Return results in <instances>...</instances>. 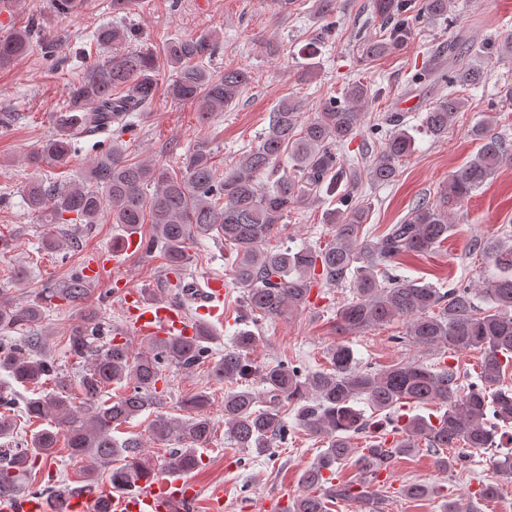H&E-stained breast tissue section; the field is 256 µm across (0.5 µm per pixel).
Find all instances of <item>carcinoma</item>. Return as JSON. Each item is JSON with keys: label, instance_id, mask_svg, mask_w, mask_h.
I'll return each instance as SVG.
<instances>
[{"label": "carcinoma", "instance_id": "carcinoma-1", "mask_svg": "<svg viewBox=\"0 0 512 512\" xmlns=\"http://www.w3.org/2000/svg\"><path fill=\"white\" fill-rule=\"evenodd\" d=\"M451 4L453 0H370L381 33L358 43V65L402 51L420 21L448 20ZM312 12L325 32L335 29L336 0H312ZM131 36L124 25L103 24L93 40L118 46ZM35 37L50 53L61 48L55 36L33 19L0 39V68L24 56ZM219 48L220 34L213 30L171 38L161 56L148 49L133 50L83 63L66 106L53 116L54 132L30 150L28 162L36 169L67 164L85 133L106 134L111 144L93 159L85 180L62 186L32 181L24 196L42 223L69 224L74 236L82 225L98 223L107 205L112 223L128 234L150 224L153 234L144 238L145 250H160L168 270L178 275L177 297L186 307L199 295L198 285L182 277L191 258L190 243L199 235L217 232L224 247L235 254L230 273L232 284L243 290L242 327L218 359L210 357L209 344L217 336L208 323L190 341L155 337L147 350L136 352L119 339L123 330H110L83 311L63 339L67 353L86 362L73 379L46 351L44 338L34 328L56 300L84 306L94 278L81 267L57 287L42 288L24 301L8 298V290L1 288L0 372L11 382L0 385V498L25 496L37 459L56 453L61 438L70 456L88 461L80 486L95 489L100 467L110 469L114 493L154 479L155 467L143 455L140 438L119 441L113 436L147 411L153 414L151 439L178 444L169 452L165 472L194 471L201 463L198 449L209 446L214 437L210 396L197 392L182 400L184 417H172L156 411L157 384L165 367L190 371L207 359L210 375L231 385L224 394V435L235 447L259 456L273 453L287 440L290 412L295 428L325 441L326 449L300 476L302 492L283 512H329L337 500L358 503L360 512H383V497L373 485L395 457L418 451L423 443L438 469L446 472L465 466L466 456L458 449L497 448L496 437L512 427V387L502 384L512 365V239H497L482 248L496 273L476 284L460 280L446 290L399 274L403 257L425 256L448 240L454 228L449 216L508 158L507 140L491 135L487 122L471 127V136L481 142L474 158L452 175L434 201L418 202L402 223L373 237L363 234L368 207L354 199V191L364 178L372 184L394 182L400 163L415 152V137L400 115L388 113L382 117L388 130L370 165L363 169L344 159L341 148L356 134L360 108L370 97L382 95V90L373 92L360 80L347 85L343 100L330 97L306 117L295 98L279 101L259 143L242 152L222 175L207 140L187 150L177 171L130 157L123 135L136 113L147 112L154 104L162 69L174 72L164 88L166 97L193 105L202 124L236 104L250 83V71L228 67L220 75L211 72L204 61ZM470 54V45L459 37L448 43V66L437 57L418 76L436 88L419 124V130L434 140L447 138L465 110L461 92L485 79L486 71L469 60ZM285 154L289 166L281 164ZM263 174L271 179L268 188L260 185ZM327 197L336 204L322 218L331 239L324 245H288L282 231L292 210ZM320 281L352 294L336 310L340 329L360 331L401 317L406 321L403 339L418 347L480 350L476 378L446 361L433 366L400 362L385 369L362 366L346 343L332 345L326 352L327 366L315 371L281 362L257 367L250 357L260 339L254 327L265 318L304 307ZM254 379L262 391L253 389ZM15 384L38 389V396L23 400L27 421L47 420V427L34 432L24 448L12 447ZM113 385L123 387L124 393L103 399ZM361 400L371 415L356 407ZM410 406H436L441 414L411 415ZM384 426L401 437L387 444L379 433ZM355 435L364 436L365 442L358 458L360 476L336 484V465L354 452L350 439ZM492 463L496 472L512 477V450L494 455ZM42 492L54 501L53 512H70L72 485H54ZM401 492L419 499L438 496L440 488L413 481Z\"/></svg>", "mask_w": 512, "mask_h": 512}]
</instances>
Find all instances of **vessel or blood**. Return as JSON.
I'll return each instance as SVG.
<instances>
[{"label": "vessel or blood", "instance_id": "obj_1", "mask_svg": "<svg viewBox=\"0 0 512 512\" xmlns=\"http://www.w3.org/2000/svg\"><path fill=\"white\" fill-rule=\"evenodd\" d=\"M113 284L124 298L127 329L159 338L196 336V322L185 315L177 302L148 303L125 279H114ZM223 305V277L209 278L201 294L199 313L216 316ZM198 497L199 491L191 480L172 477L141 484L139 489L113 498L112 509L113 512H190Z\"/></svg>", "mask_w": 512, "mask_h": 512}]
</instances>
